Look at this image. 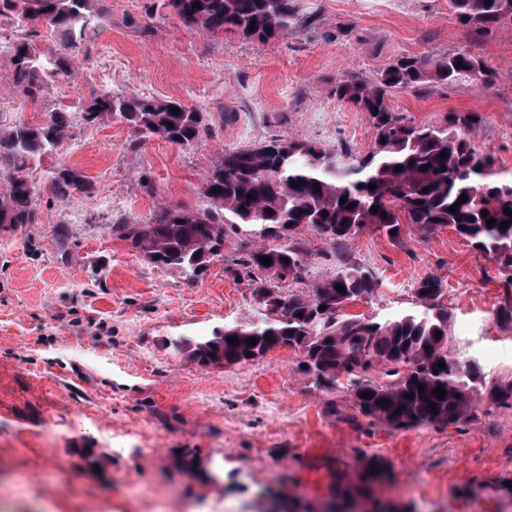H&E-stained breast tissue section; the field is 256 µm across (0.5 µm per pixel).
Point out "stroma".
Listing matches in <instances>:
<instances>
[{
	"instance_id": "obj_1",
	"label": "stroma",
	"mask_w": 512,
	"mask_h": 512,
	"mask_svg": "<svg viewBox=\"0 0 512 512\" xmlns=\"http://www.w3.org/2000/svg\"><path fill=\"white\" fill-rule=\"evenodd\" d=\"M316 24L260 42L186 29L160 0H110L94 58L55 74L35 100L6 83L0 56V122L43 123L66 112L71 136L33 166L38 223L0 228V512H322L355 484L366 459L385 465L368 503L399 512H501L512 502V408L474 394L465 419L394 429L358 415L347 389L328 390L278 349L250 362L201 366L177 345L258 316L266 276L235 278L248 232L228 234L196 282L137 253L120 220L210 205L206 181L222 152L299 138L366 153V113L336 95L348 75L370 79L404 55L469 49L492 68L491 85L461 78L397 89L388 104L404 122L442 124L476 112L474 144L512 175V28L469 35L448 0H297ZM150 21L142 34L122 19ZM137 92L200 112L230 108L232 127L195 143L141 139L120 117L88 123L93 95ZM81 170L91 195L58 199L51 169ZM309 293L336 264L329 244L303 225ZM353 263L379 288L348 315L385 321L418 310L416 283H443L452 316L450 354L476 363L487 383L512 380V305L496 262L450 228L401 245L365 233Z\"/></svg>"
}]
</instances>
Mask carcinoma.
I'll use <instances>...</instances> for the list:
<instances>
[{
  "label": "carcinoma",
  "instance_id": "1",
  "mask_svg": "<svg viewBox=\"0 0 512 512\" xmlns=\"http://www.w3.org/2000/svg\"><path fill=\"white\" fill-rule=\"evenodd\" d=\"M201 7H194V3ZM186 28L208 35L233 33L268 41L297 28L315 24L300 17L297 0H164ZM457 22L472 34L482 35L512 27V0H449ZM112 21L108 0H0V24L12 33L10 80L21 95L31 99L43 92L51 73L38 63L37 38L41 32L59 34L61 45L54 72H69L93 58L91 32ZM463 66L456 67L457 62ZM492 69L477 54L457 50L441 55L405 56L375 79L350 77L336 86L339 98L368 114L375 130L370 151L356 156L344 147L275 139L266 144L228 150L205 184L211 209L199 213L184 208L165 212L150 224L132 231L134 248L146 260L180 271L195 281L206 267L203 255L224 247L225 230L248 228L258 240L241 258L236 277H249L258 268L269 282L272 313L253 325L228 326L208 339L181 343L188 357L203 366L238 364L265 355L276 344L304 343L319 385L333 389L346 381L348 396L360 415L393 428L453 424L473 407V392L486 387L479 370L448 353L451 315L437 304L442 281L433 275L415 289L422 310L379 322L340 313L354 300H367L378 284L370 272L347 258L350 242L364 232H380L400 240L402 223L414 225L427 238L450 227L475 249L498 262L503 286H512V176L494 169L496 160L479 151L471 134L481 122L474 112L451 114L444 125L407 124L390 109L388 93L412 85L446 84L463 76L488 84ZM179 109L173 114L171 108ZM118 115L146 137L191 144L209 128V118L174 101H159L135 94L114 96L103 92L83 108L87 123ZM173 127H168V124ZM71 137L70 123L58 112L42 124L0 123V160L13 175L0 191V224H36L33 207L35 183L29 172L34 162ZM446 157H441V154ZM401 170H395V167ZM296 185H291V182ZM375 188H368L369 184ZM52 186L61 199L91 195L92 183L79 170L59 167ZM221 192H216V189ZM253 198H247V195ZM467 196L460 202L461 196ZM347 198V203L340 200ZM353 208H348V204ZM458 205L452 213L449 207ZM378 207L372 212V207ZM487 211L482 216L481 211ZM494 219L496 225L487 227ZM301 225L315 229L333 248L338 271L313 286L309 296L283 294L276 282L303 280L307 249L292 237L286 244L267 245L275 230L292 231ZM396 233H391V230ZM271 258L266 265L261 258ZM341 285L344 291L336 290ZM330 306L319 318L321 303ZM237 338L232 345L228 338ZM251 338L256 345L247 344ZM252 356H246V353ZM445 368H438V362ZM424 390H419L418 385ZM446 391L440 399L432 390ZM369 392L366 398L363 393ZM487 396L512 407V381L497 382ZM437 405L431 411L430 405ZM382 461L372 458L362 468L366 483L381 477Z\"/></svg>",
  "mask_w": 512,
  "mask_h": 512
}]
</instances>
